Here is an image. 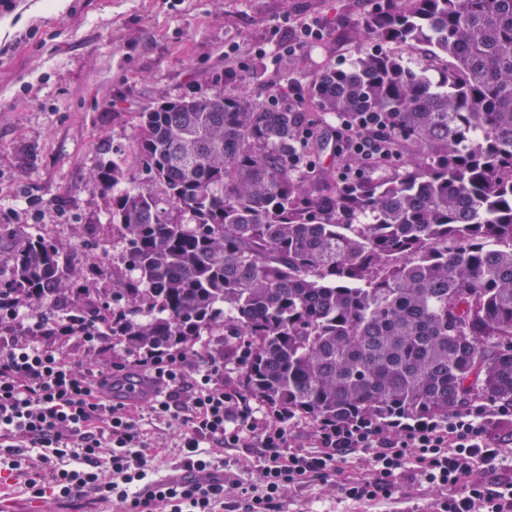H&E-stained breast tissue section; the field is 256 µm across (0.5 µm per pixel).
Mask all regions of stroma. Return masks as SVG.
I'll return each instance as SVG.
<instances>
[{
  "instance_id": "stroma-1",
  "label": "stroma",
  "mask_w": 512,
  "mask_h": 512,
  "mask_svg": "<svg viewBox=\"0 0 512 512\" xmlns=\"http://www.w3.org/2000/svg\"><path fill=\"white\" fill-rule=\"evenodd\" d=\"M370 0H14L0 9V224L56 225L60 250L81 257L76 232L93 229L100 251L112 250L107 200L86 186L102 143L127 144L137 112L184 94L210 97L249 88L274 100L307 93L313 77L383 49L351 31ZM317 19L326 38L292 56L273 58L270 32L289 20ZM238 46L236 78L223 75L224 51ZM37 160L26 164L29 148ZM224 503L258 485L254 449L222 448ZM30 453L15 476L0 477V512H122L88 494L31 499L28 478L42 473ZM392 499L355 503L336 484L290 487L275 512H438L446 491L413 469L395 477Z\"/></svg>"
}]
</instances>
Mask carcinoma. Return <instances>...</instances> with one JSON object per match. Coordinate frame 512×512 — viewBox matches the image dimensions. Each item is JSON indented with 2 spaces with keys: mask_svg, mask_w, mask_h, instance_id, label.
Here are the masks:
<instances>
[{
  "mask_svg": "<svg viewBox=\"0 0 512 512\" xmlns=\"http://www.w3.org/2000/svg\"><path fill=\"white\" fill-rule=\"evenodd\" d=\"M352 30L447 59L439 80L395 54L326 69L310 112L243 91L137 113L86 186L109 199L129 271L103 288L91 254L62 256L0 224V311L29 301L145 352L249 346L246 394L312 423L446 418L512 403V0H374ZM390 134L362 168L328 147V119Z\"/></svg>",
  "mask_w": 512,
  "mask_h": 512,
  "instance_id": "1",
  "label": "carcinoma"
}]
</instances>
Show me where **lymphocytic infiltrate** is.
Segmentation results:
<instances>
[{"label":"lymphocytic infiltrate","mask_w":512,"mask_h":512,"mask_svg":"<svg viewBox=\"0 0 512 512\" xmlns=\"http://www.w3.org/2000/svg\"><path fill=\"white\" fill-rule=\"evenodd\" d=\"M348 154L371 162L389 139L383 127L362 123L336 128ZM9 325L0 328V467L18 471L31 449H40L51 480L29 481L34 499L46 494L71 497L74 491L112 499L124 512H154L157 504L172 512H216L224 502V478L209 451L238 447L244 433L256 440L263 460L258 486L243 512H272L282 493L302 482L336 477L341 492L354 502L391 498L393 478L413 466L422 480L447 489L441 512H512V477H498L512 446L511 404L487 403L446 418L395 420L381 425L357 420L323 423L310 434L311 448L288 451L291 419L256 417L246 394L224 387V364L181 349L113 354L111 337L90 333L74 319L48 323L12 305ZM111 355L108 370L92 360ZM137 370L155 395L147 402L113 403L118 376ZM177 427L185 469L191 482L147 480L148 449L156 447L147 420ZM371 452L370 477L353 479L344 463L356 452ZM108 455L110 479L99 469Z\"/></svg>","instance_id":"f902f5d3"}]
</instances>
